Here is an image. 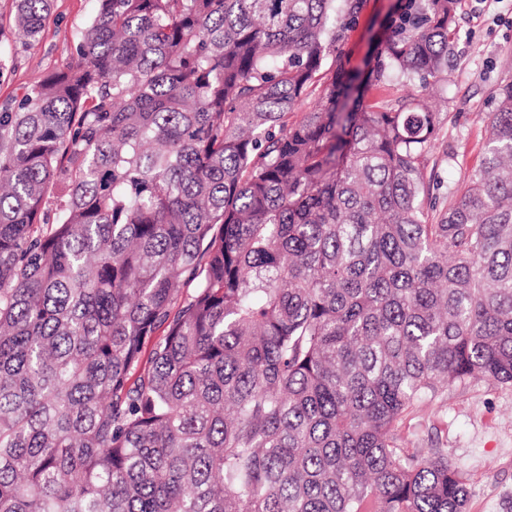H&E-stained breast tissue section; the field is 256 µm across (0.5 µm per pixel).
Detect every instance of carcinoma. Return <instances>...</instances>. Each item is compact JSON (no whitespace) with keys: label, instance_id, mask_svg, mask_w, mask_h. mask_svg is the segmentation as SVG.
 Here are the masks:
<instances>
[{"label":"carcinoma","instance_id":"obj_1","mask_svg":"<svg viewBox=\"0 0 512 512\" xmlns=\"http://www.w3.org/2000/svg\"><path fill=\"white\" fill-rule=\"evenodd\" d=\"M97 2L0 108V512H465L395 436L512 385L511 80L453 202L429 168L458 0H397L365 70L363 0ZM395 0H365L359 20L342 43V49L351 67H363L368 50V27L373 18L385 15Z\"/></svg>","mask_w":512,"mask_h":512}]
</instances>
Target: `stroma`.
Masks as SVG:
<instances>
[{"label": "stroma", "instance_id": "1", "mask_svg": "<svg viewBox=\"0 0 512 512\" xmlns=\"http://www.w3.org/2000/svg\"><path fill=\"white\" fill-rule=\"evenodd\" d=\"M395 0H365L342 49L351 67L362 66L368 27ZM96 0H52L39 38L22 45L12 29L14 0H0V105L39 84L72 55L80 31L91 22ZM512 78V0L472 6L460 0L455 36L448 46V80L431 104L446 113L447 136L430 158L448 181L462 189L484 155L486 125L496 109L495 90ZM398 442L425 456L444 448L468 489V512H512V386L475 379L451 385L399 422Z\"/></svg>", "mask_w": 512, "mask_h": 512}]
</instances>
